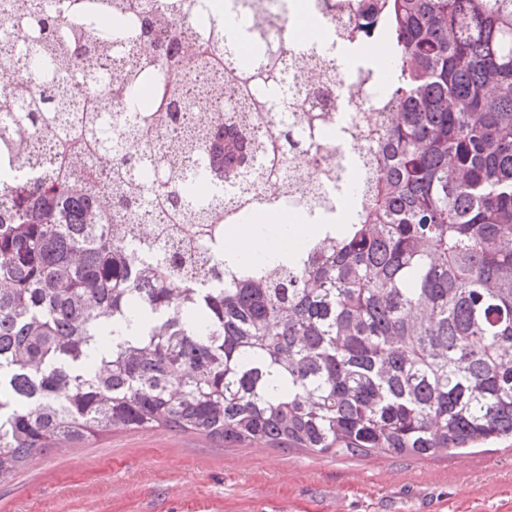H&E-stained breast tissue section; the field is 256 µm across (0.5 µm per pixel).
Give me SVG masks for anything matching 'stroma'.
<instances>
[{"label": "stroma", "instance_id": "35a3bbf8", "mask_svg": "<svg viewBox=\"0 0 512 512\" xmlns=\"http://www.w3.org/2000/svg\"><path fill=\"white\" fill-rule=\"evenodd\" d=\"M0 512H512V445L351 457L117 427L47 449Z\"/></svg>", "mask_w": 512, "mask_h": 512}]
</instances>
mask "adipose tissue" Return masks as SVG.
I'll return each instance as SVG.
<instances>
[{"label":"adipose tissue","instance_id":"ef3b65f1","mask_svg":"<svg viewBox=\"0 0 512 512\" xmlns=\"http://www.w3.org/2000/svg\"><path fill=\"white\" fill-rule=\"evenodd\" d=\"M277 238H270L265 224L238 225L224 234V257L231 262L265 264L288 261L300 255L308 242L325 233L326 225L305 224L296 213L284 210L274 219Z\"/></svg>","mask_w":512,"mask_h":512}]
</instances>
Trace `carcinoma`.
Here are the masks:
<instances>
[{"label": "carcinoma", "mask_w": 512, "mask_h": 512, "mask_svg": "<svg viewBox=\"0 0 512 512\" xmlns=\"http://www.w3.org/2000/svg\"><path fill=\"white\" fill-rule=\"evenodd\" d=\"M160 0H0V79L33 57L44 86L0 114V143L58 146L57 172L7 188L0 210V485L48 448L119 426L317 454L433 457L512 439V0H374L344 33L383 18L382 121L365 111L372 174L346 231L286 264L221 281L217 224L265 175L297 191L327 149L318 88L288 95L284 42L259 54L167 38ZM219 77L186 89L183 53ZM135 97L113 112L79 82ZM209 125L180 128L198 101ZM181 141L151 147L157 134ZM122 188L77 193L87 158ZM161 211L152 253L131 247Z\"/></svg>", "instance_id": "obj_1"}]
</instances>
